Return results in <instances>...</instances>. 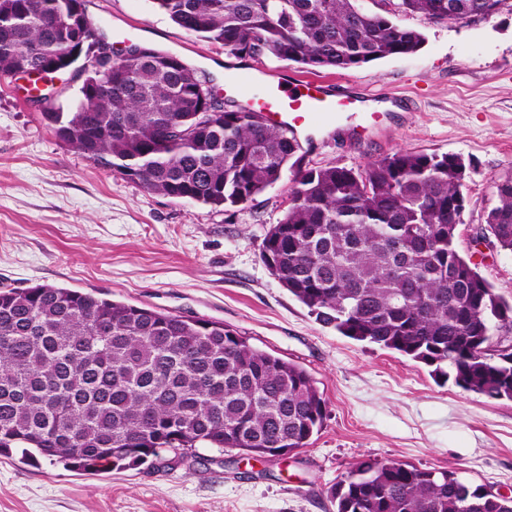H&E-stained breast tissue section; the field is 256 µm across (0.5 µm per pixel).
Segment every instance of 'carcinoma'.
Segmentation results:
<instances>
[{"label": "carcinoma", "instance_id": "1", "mask_svg": "<svg viewBox=\"0 0 512 512\" xmlns=\"http://www.w3.org/2000/svg\"><path fill=\"white\" fill-rule=\"evenodd\" d=\"M73 0H0V75L19 52L67 65L78 47ZM189 33L235 56L349 70L416 53L423 34L393 16L488 18L503 0H153ZM177 55L112 68V95L47 112L55 135L149 192L213 207L253 200L298 149L288 133L233 101ZM457 154L398 150L364 168L293 172L284 216L270 225V274L340 334L398 352L466 392L512 400V351L486 347L512 303L456 247L466 198ZM512 254V177L486 217ZM311 375L224 323L78 289L0 291V456L17 450L76 470L178 464L199 446L264 458L305 448L325 419ZM172 452L168 459L166 452ZM336 512H512V498L397 461L361 459L330 488Z\"/></svg>", "mask_w": 512, "mask_h": 512}]
</instances>
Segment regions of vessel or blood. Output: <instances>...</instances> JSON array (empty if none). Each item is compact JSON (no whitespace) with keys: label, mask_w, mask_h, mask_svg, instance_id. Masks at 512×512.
<instances>
[{"label":"vessel or blood","mask_w":512,"mask_h":512,"mask_svg":"<svg viewBox=\"0 0 512 512\" xmlns=\"http://www.w3.org/2000/svg\"><path fill=\"white\" fill-rule=\"evenodd\" d=\"M239 103L258 110L269 124L284 128L297 143H309L313 131L338 129L344 112H365L370 125H382L387 109H373L366 98L343 89H331L308 78L280 77L254 92L256 79L235 73L227 79Z\"/></svg>","instance_id":"vessel-or-blood-1"}]
</instances>
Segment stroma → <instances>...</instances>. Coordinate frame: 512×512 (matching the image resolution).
Returning a JSON list of instances; mask_svg holds the SVG:
<instances>
[{"mask_svg":"<svg viewBox=\"0 0 512 512\" xmlns=\"http://www.w3.org/2000/svg\"><path fill=\"white\" fill-rule=\"evenodd\" d=\"M114 48L140 42L180 56L223 89L230 54L174 24L152 0H89ZM413 54L322 71L408 104L389 122L343 120L300 166L362 168L407 149L461 155L467 198L458 249L512 302V254L478 235L496 183L512 174V9L489 18L431 22ZM32 103L29 83L0 76V290L48 284L224 322L250 343L301 365L326 401L308 447L279 460L202 448L175 468L73 471L20 452L0 456V512H334L328 491L358 460L451 470L512 496V401L433 378L396 352L340 335L269 273L262 242L288 207L291 171L252 201L213 208L154 194L86 160L56 137L45 112L72 111L81 81Z\"/></svg>","mask_w":512,"mask_h":512,"instance_id":"stroma-1","label":"stroma"}]
</instances>
